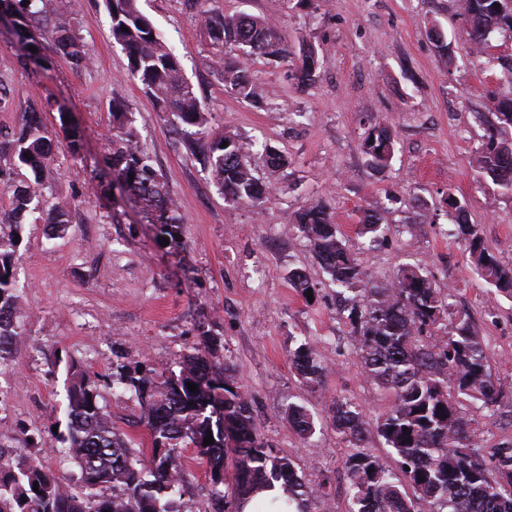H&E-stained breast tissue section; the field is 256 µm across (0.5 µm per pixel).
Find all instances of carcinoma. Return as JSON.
Listing matches in <instances>:
<instances>
[{
  "label": "carcinoma",
  "instance_id": "1",
  "mask_svg": "<svg viewBox=\"0 0 512 512\" xmlns=\"http://www.w3.org/2000/svg\"><path fill=\"white\" fill-rule=\"evenodd\" d=\"M503 0H457L469 22L467 38L478 66L492 67L485 56L488 34H512V9ZM77 0H0L18 13L13 33L19 43L33 29L52 27L55 53L76 69L89 65L86 46L71 29ZM111 35L125 51L134 77L161 112L171 113L178 129L205 141L204 164L224 201L263 210L269 193L248 163L253 143L234 135L209 131L207 107L185 79L179 58L157 35L137 0H105ZM201 19L212 44L235 45L246 54L277 59L292 55L278 26L266 17L225 16L202 10ZM296 78L311 84L319 77L314 48L300 49ZM224 79L242 100L259 105L266 91L240 67L225 71ZM488 110L495 122L476 149L478 174L489 178L502 195L512 196V98H491ZM112 152L107 164L121 194L132 195L155 214L159 235L169 243L181 241L183 220L170 196L163 174L140 146L134 120L123 105H112ZM53 138L36 112H26L21 126L0 141V159L28 175L11 184L9 207L0 212V365L20 349L21 295L15 260L27 216L41 210L46 165ZM227 146H222V143ZM361 149L368 164L381 172L394 152V132L384 124L370 128ZM443 203L458 214L457 236L482 278L501 292L512 294V266L502 264L485 246L475 225L464 219L466 204L449 194ZM47 232L63 233L69 223L68 206L45 214ZM297 229L307 240L331 282L353 292L348 299L346 324L368 378L393 394L394 404L374 424L346 401L336 399L328 413L337 433L354 449L348 455L351 512H418L401 490L403 474L427 503V512H512V446L502 450L489 478L471 448L470 419L456 395L482 403L487 417L504 397L503 386L488 370L481 337L469 316L457 315L420 267L399 270L394 280L377 285L362 269L355 253L341 239L332 213L322 202L302 207ZM446 320L445 336L436 342L430 329ZM293 362L309 386H318L325 367L308 342L293 352ZM65 430L58 440L81 471L82 492L75 493L52 469L25 457H0V512H176L172 496L180 492L182 450L191 446L210 469L216 493L225 484L224 445L234 441L237 487L256 480H282L298 503L299 512H312L309 495L296 477L293 464L273 455L259 441L246 394L234 381L214 370L207 355L196 348L179 363V372L165 378L151 371L120 376L140 400L142 420L151 438L148 461L134 459L127 440L112 427L99 404L98 384L78 364L68 367ZM197 385V391L187 383ZM288 421L304 437L315 433L313 417L298 405H288ZM375 429L392 449L399 472L361 451L369 429ZM212 435L214 443L204 445ZM39 492H34V485ZM110 488L112 495L101 491Z\"/></svg>",
  "mask_w": 512,
  "mask_h": 512
}]
</instances>
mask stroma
<instances>
[{
  "label": "stroma",
  "instance_id": "1",
  "mask_svg": "<svg viewBox=\"0 0 512 512\" xmlns=\"http://www.w3.org/2000/svg\"><path fill=\"white\" fill-rule=\"evenodd\" d=\"M138 7L209 105L210 130L255 141L250 163L271 200L260 212L225 203L200 162L202 143L180 140L169 115L154 109L133 77L112 40L103 0H80L71 22L91 55L78 71L56 54L47 69L23 66L0 26V137L17 129L22 113L40 112L56 141L45 200L79 202L61 237L47 238L33 216L25 226L17 262L24 346L0 365V451L28 454L80 490V470L53 432L65 423L67 369L76 362L96 376L102 410L134 455L147 454L139 400L118 372L170 373L207 337L210 361L227 368L249 397L258 438L317 490L318 512H349L348 449L327 406L351 400L373 422L392 401L366 377L337 319L342 297L300 236L296 213L308 200L327 204L375 282L391 281L404 264L429 271L453 308L472 316L493 378L512 385V296L479 276L455 235L454 213L440 205L448 193L465 200L469 223L502 263L512 264V197L480 179L475 164L486 133L484 104L512 94V84L500 69L471 64L467 21L453 0H138ZM204 7L275 21L292 50H316L318 80L303 86L291 62L213 46L199 17ZM433 27L446 48L431 37ZM236 61L269 89L261 106L226 86L225 66ZM116 100L131 112L168 183L183 220L182 247L161 245L154 215L112 192L104 159ZM64 121L83 134L79 153L59 132ZM383 122L392 124L396 143L379 173L360 142ZM267 144L288 167L268 166ZM368 213L384 228L373 242L357 234ZM297 270L314 285L312 297L292 288ZM304 341L327 367L314 389L292 362ZM292 403L313 413L312 438L289 424ZM460 404L472 420L478 458L494 466L512 444V398H502L491 418L479 403ZM32 434L38 444L29 443ZM181 471L178 512H216L220 501L194 449H183Z\"/></svg>",
  "mask_w": 512,
  "mask_h": 512
}]
</instances>
